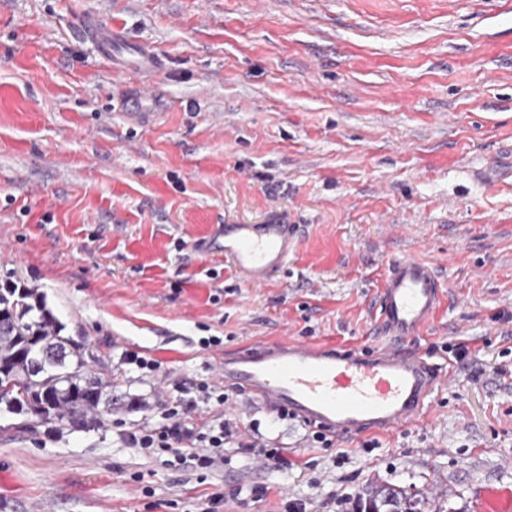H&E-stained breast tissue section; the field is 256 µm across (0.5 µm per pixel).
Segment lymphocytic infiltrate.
I'll return each mask as SVG.
<instances>
[{
	"label": "lymphocytic infiltrate",
	"mask_w": 512,
	"mask_h": 512,
	"mask_svg": "<svg viewBox=\"0 0 512 512\" xmlns=\"http://www.w3.org/2000/svg\"><path fill=\"white\" fill-rule=\"evenodd\" d=\"M230 397L224 384L215 378L195 383L190 395H177L166 401L160 423H143L125 433L132 448L171 455L179 464L203 473L224 469V447L241 443L244 432L239 419L228 417L225 408Z\"/></svg>",
	"instance_id": "obj_1"
}]
</instances>
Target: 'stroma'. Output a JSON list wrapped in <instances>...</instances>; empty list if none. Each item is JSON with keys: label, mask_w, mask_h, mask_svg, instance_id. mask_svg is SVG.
I'll use <instances>...</instances> for the list:
<instances>
[{"label": "stroma", "mask_w": 512, "mask_h": 512, "mask_svg": "<svg viewBox=\"0 0 512 512\" xmlns=\"http://www.w3.org/2000/svg\"><path fill=\"white\" fill-rule=\"evenodd\" d=\"M93 25L151 47L156 78L112 74ZM138 98L144 127L123 119ZM275 213L300 244L272 279L200 253ZM407 254L449 290L419 344L452 373L418 421L310 448L307 426L234 391L231 415L293 468L228 447L203 478L128 447L227 350L377 343L387 263ZM10 283L43 292L116 385L90 427L0 411V512H196L218 492L223 512H350L372 478L424 512H512V0H0ZM135 395L149 410L126 411Z\"/></svg>", "instance_id": "obj_1"}]
</instances>
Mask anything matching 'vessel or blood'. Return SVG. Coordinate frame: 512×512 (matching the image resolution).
I'll return each instance as SVG.
<instances>
[{"mask_svg": "<svg viewBox=\"0 0 512 512\" xmlns=\"http://www.w3.org/2000/svg\"><path fill=\"white\" fill-rule=\"evenodd\" d=\"M104 64L119 75L151 77L149 51L126 60L115 52L112 28L92 30ZM299 246L297 225L274 217L262 224H228L215 243L248 281L262 283L282 270ZM434 265L410 256L391 261L378 293L377 335L386 344L360 349L334 344L261 342L225 355L218 372L225 388L242 391L265 408L286 412L335 438L384 434L417 419L445 368L417 346L444 299Z\"/></svg>", "mask_w": 512, "mask_h": 512, "instance_id": "b4317fda", "label": "vessel or blood"}]
</instances>
